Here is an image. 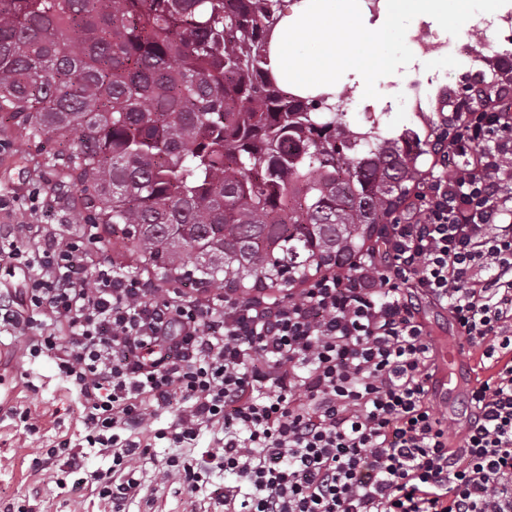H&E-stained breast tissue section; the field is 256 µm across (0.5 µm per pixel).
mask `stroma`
I'll return each instance as SVG.
<instances>
[{
  "mask_svg": "<svg viewBox=\"0 0 512 512\" xmlns=\"http://www.w3.org/2000/svg\"><path fill=\"white\" fill-rule=\"evenodd\" d=\"M55 144L27 143L18 133L0 123V192L24 190L38 185L50 189L53 210L48 223L57 225L62 237L82 235L85 215L74 205L76 190H57L52 171L42 167ZM422 315L431 332L438 373H445V353L458 336L448 315L431 304H423ZM0 339L7 349L0 354V508L26 501L33 512H111L112 507L87 485L58 486V466L34 468L32 460L60 444H81L84 427L81 407L74 391L58 377L55 365L46 359H23L20 338L9 326H0ZM28 411L35 432L19 422V411Z\"/></svg>",
  "mask_w": 512,
  "mask_h": 512,
  "instance_id": "1",
  "label": "stroma"
}]
</instances>
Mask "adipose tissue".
Listing matches in <instances>:
<instances>
[{
  "instance_id": "adipose-tissue-1",
  "label": "adipose tissue",
  "mask_w": 512,
  "mask_h": 512,
  "mask_svg": "<svg viewBox=\"0 0 512 512\" xmlns=\"http://www.w3.org/2000/svg\"><path fill=\"white\" fill-rule=\"evenodd\" d=\"M496 10L497 0H381V35L371 38L361 28L367 13L362 0H286L271 34L272 65L288 91L332 94L342 77L352 74L368 83L395 72L403 26L423 19L444 28L449 18ZM316 32L326 33V40L312 41Z\"/></svg>"
}]
</instances>
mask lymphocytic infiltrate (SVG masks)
I'll return each instance as SVG.
<instances>
[{"mask_svg": "<svg viewBox=\"0 0 512 512\" xmlns=\"http://www.w3.org/2000/svg\"><path fill=\"white\" fill-rule=\"evenodd\" d=\"M440 166L360 251L285 294L159 301L150 280L88 264L96 228L66 240L52 224L1 225L0 261L25 296L18 311L0 294V324L24 358L54 362L87 447L111 464L48 458L65 456L112 512L147 475L198 512L217 471L209 499L224 512H512V109L460 113ZM425 300L485 365L456 448L432 399Z\"/></svg>", "mask_w": 512, "mask_h": 512, "instance_id": "obj_1", "label": "lymphocytic infiltrate"}]
</instances>
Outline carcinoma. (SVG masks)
Masks as SVG:
<instances>
[{"mask_svg":"<svg viewBox=\"0 0 512 512\" xmlns=\"http://www.w3.org/2000/svg\"><path fill=\"white\" fill-rule=\"evenodd\" d=\"M279 0H0V116L48 154L90 224L163 277L288 287L355 253L441 158L464 101L512 76L462 74L421 127L384 136L270 62ZM192 254L194 262H185Z\"/></svg>","mask_w":512,"mask_h":512,"instance_id":"obj_1","label":"carcinoma"}]
</instances>
